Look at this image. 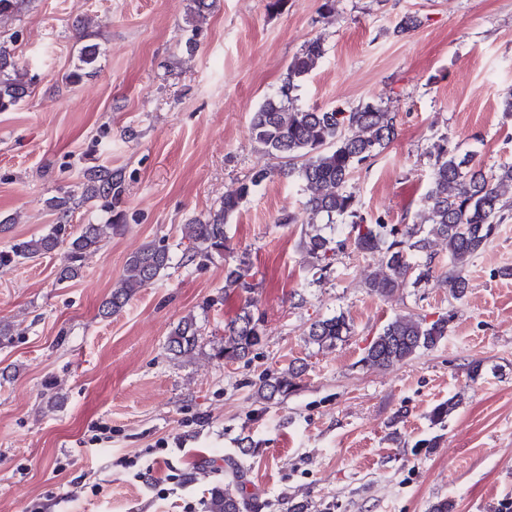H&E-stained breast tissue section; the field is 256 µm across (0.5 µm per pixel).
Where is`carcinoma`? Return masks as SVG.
<instances>
[{
	"instance_id": "cac0c4a2",
	"label": "carcinoma",
	"mask_w": 512,
	"mask_h": 512,
	"mask_svg": "<svg viewBox=\"0 0 512 512\" xmlns=\"http://www.w3.org/2000/svg\"><path fill=\"white\" fill-rule=\"evenodd\" d=\"M325 48L322 40L308 42L289 61L281 84L275 94L264 99L251 119L254 140L270 156L281 161L278 170L262 168L233 192L224 195L219 206L201 220H192L184 226L183 238L189 245L190 259L209 261L214 254L226 249V227L230 218L251 195L253 188L274 176V173L295 178L305 193L304 210L309 221L302 229L300 247L309 263L327 272L337 260L338 253L351 244L363 254L379 256L381 269L365 281L370 292L387 295L407 279L418 285L431 276L432 256L428 255L431 238H440L448 246L450 268L444 274L448 293L462 298L468 289L466 267L470 260L483 251L495 236L501 224L512 217V163L498 167L488 176L472 167L463 170L450 146L442 137L433 145L432 172L429 187L422 199L423 217L419 224H388L381 217L368 222L359 214V200L352 181L359 167L377 157L397 137L394 117L379 104L366 103L350 110L307 108L297 105L303 80L317 67ZM98 48H84L81 63L67 76L71 83L84 76L83 66L96 62ZM30 79L17 69L6 47L0 45V112H9L28 95ZM120 182L112 177V170L99 168L91 171L86 199L96 197L118 198ZM334 219L348 218L346 238L334 243L322 234L314 223L317 216ZM119 219L108 224H85L75 234H66V226L56 224L38 237L22 241L9 251H0V267L22 260H32L66 245L57 281L65 283L79 277L86 253L118 231ZM427 255L426 262L421 256ZM170 251L162 245H147L132 254L125 265L123 277L112 287L110 296L102 305L109 316L120 312L130 298L141 288L155 283L170 267ZM248 265L241 260L225 265L224 287L250 290L246 280ZM252 301L245 299L241 313L224 326V347L219 355L227 361L248 357L262 342L260 319L254 317ZM449 315L430 321L424 316L400 315L389 321L365 349L362 362L375 368H387L402 363L421 350L435 347L448 335ZM351 333V324L344 314L321 318L310 324L307 341L320 348H334ZM198 343V327L194 316L183 317L171 331L167 350L174 356L192 352ZM303 372L302 367L289 366L280 373L262 378L258 395L266 402L288 396ZM460 405L450 398L438 405L429 415L433 426H440ZM240 475L233 473L232 485L215 490L208 502L209 512H244L247 503L238 495Z\"/></svg>"
}]
</instances>
